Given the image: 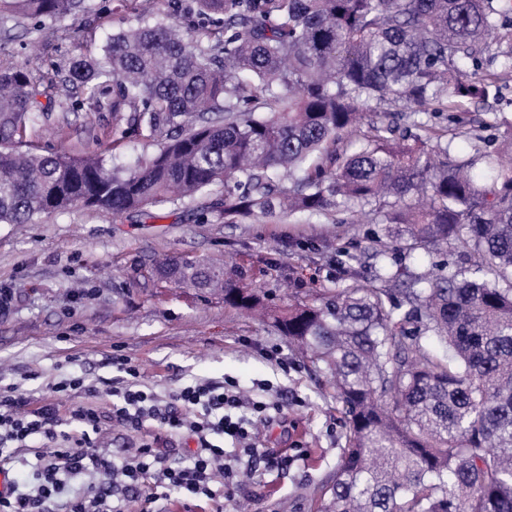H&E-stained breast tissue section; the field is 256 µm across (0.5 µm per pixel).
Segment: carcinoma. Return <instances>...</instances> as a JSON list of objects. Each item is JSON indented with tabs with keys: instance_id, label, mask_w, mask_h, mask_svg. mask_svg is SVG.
Instances as JSON below:
<instances>
[{
	"instance_id": "carcinoma-1",
	"label": "carcinoma",
	"mask_w": 512,
	"mask_h": 512,
	"mask_svg": "<svg viewBox=\"0 0 512 512\" xmlns=\"http://www.w3.org/2000/svg\"><path fill=\"white\" fill-rule=\"evenodd\" d=\"M180 32L140 14L65 87L112 95L168 142L136 169L62 151L24 154L31 71L0 73V223L82 203L114 218L224 185V223L331 219L370 208L390 244L374 277L285 306L217 267L166 277L263 311L333 378L345 418L334 478L314 512H512V124L491 151H449L448 130L409 140L373 112L453 111L512 72V0H194ZM85 0H0V21L62 19ZM368 130L362 131L361 126ZM393 288L400 256L439 254ZM461 248L457 244H448V249L446 252L440 255H435L432 258H429L423 252H416L403 261V265H405L408 269L413 270L414 267H418L420 265L429 263L430 261H437L440 264L448 262V265H452L456 260L460 259Z\"/></svg>"
}]
</instances>
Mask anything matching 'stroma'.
<instances>
[{
    "instance_id": "stroma-1",
    "label": "stroma",
    "mask_w": 512,
    "mask_h": 512,
    "mask_svg": "<svg viewBox=\"0 0 512 512\" xmlns=\"http://www.w3.org/2000/svg\"><path fill=\"white\" fill-rule=\"evenodd\" d=\"M97 2L100 11L39 27L0 24V71L33 70L44 107L13 146L99 155L131 169L157 153L163 138L129 125L111 99L95 102L80 88L82 107L74 111L55 89L61 59H96L108 36L138 24L133 0ZM503 97L465 113L453 141L458 153H470L475 137H497L504 121L512 122V80ZM223 201L224 189L216 186L158 206L149 217L114 218L76 204L30 224H0V289L12 294L9 310L0 312V384L18 387L36 406L49 384L62 379L97 384L112 377L105 364L111 355L131 358L141 384L162 399L186 385L232 379L245 396L285 405L282 418L258 424L252 434L255 448L284 464L225 494L224 512L243 501L252 512H309L310 491L333 474L344 444V418L321 367L294 351L271 323L225 306L223 295L163 279L155 262L222 265L275 298L306 297L369 276L385 230L363 215L345 224H228ZM343 250L360 252L361 265H341ZM62 405L97 409L99 446L117 459L130 456L141 438L157 439L176 457L194 447L152 426L128 432L112 422V399L102 390L72 393Z\"/></svg>"
}]
</instances>
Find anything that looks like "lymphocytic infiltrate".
Here are the masks:
<instances>
[{
  "label": "lymphocytic infiltrate",
  "mask_w": 512,
  "mask_h": 512,
  "mask_svg": "<svg viewBox=\"0 0 512 512\" xmlns=\"http://www.w3.org/2000/svg\"><path fill=\"white\" fill-rule=\"evenodd\" d=\"M108 365L116 376L106 382L112 398V420L141 432L147 422L171 434L192 439L196 447L188 461L169 462L167 454L151 442H141L127 460L115 462L98 445L102 419L97 410L77 406L61 409L58 400L85 389L84 378L61 380L49 387L40 406L16 387L0 389V473L7 478L0 492V512H163L160 489L176 491L181 500L216 501L223 497L217 481H240L255 475L253 449H246L236 464L225 463V440L247 438L253 421L271 423L267 404L252 405L253 418L240 416L242 400L232 381L188 385L175 391L169 402L142 387L140 372L125 356H111ZM39 438L40 446L25 477L14 476L16 453ZM96 475L99 485L87 494L70 493L73 478Z\"/></svg>",
  "instance_id": "f902f5d3"
}]
</instances>
